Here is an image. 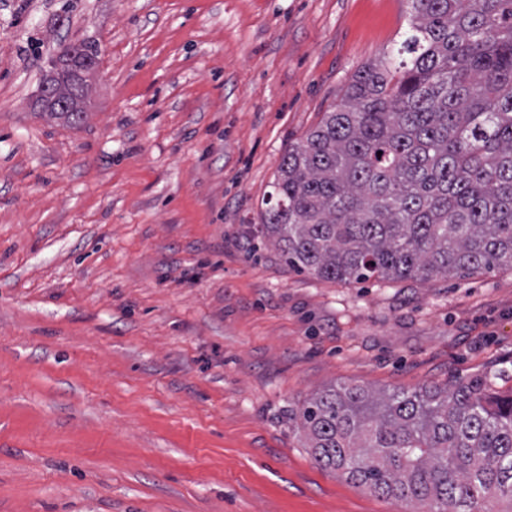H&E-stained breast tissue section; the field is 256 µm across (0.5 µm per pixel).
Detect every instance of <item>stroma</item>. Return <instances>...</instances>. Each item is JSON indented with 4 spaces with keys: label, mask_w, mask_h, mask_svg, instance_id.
<instances>
[{
    "label": "stroma",
    "mask_w": 512,
    "mask_h": 512,
    "mask_svg": "<svg viewBox=\"0 0 512 512\" xmlns=\"http://www.w3.org/2000/svg\"><path fill=\"white\" fill-rule=\"evenodd\" d=\"M405 0H0V512H410L319 466L332 385L512 389V268L334 282L258 223ZM85 120L38 114L63 46Z\"/></svg>",
    "instance_id": "1"
}]
</instances>
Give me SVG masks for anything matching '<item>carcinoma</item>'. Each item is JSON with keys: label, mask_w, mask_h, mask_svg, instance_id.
Segmentation results:
<instances>
[{"label": "carcinoma", "mask_w": 512, "mask_h": 512, "mask_svg": "<svg viewBox=\"0 0 512 512\" xmlns=\"http://www.w3.org/2000/svg\"><path fill=\"white\" fill-rule=\"evenodd\" d=\"M399 47L288 147L254 233L288 268L338 282L512 266V0H407ZM57 86L81 123L89 78ZM318 464L437 512H512V391L327 388L296 415Z\"/></svg>", "instance_id": "1"}]
</instances>
